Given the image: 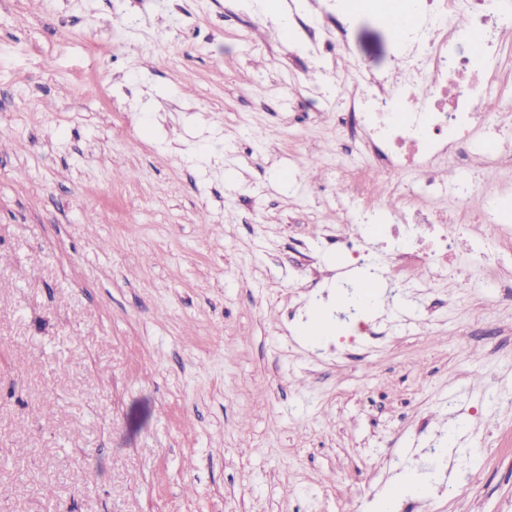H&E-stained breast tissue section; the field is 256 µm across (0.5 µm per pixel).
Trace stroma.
Returning a JSON list of instances; mask_svg holds the SVG:
<instances>
[{
	"mask_svg": "<svg viewBox=\"0 0 512 512\" xmlns=\"http://www.w3.org/2000/svg\"><path fill=\"white\" fill-rule=\"evenodd\" d=\"M285 2L289 42L267 0H0V512H372L407 472L399 512H512V308L468 333L512 263L376 283L390 334L345 341L310 281L353 82ZM409 51L350 14L363 71Z\"/></svg>",
	"mask_w": 512,
	"mask_h": 512,
	"instance_id": "35a3bbf8",
	"label": "stroma"
}]
</instances>
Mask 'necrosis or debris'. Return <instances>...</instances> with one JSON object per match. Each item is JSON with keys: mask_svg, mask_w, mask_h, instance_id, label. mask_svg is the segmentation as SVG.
Segmentation results:
<instances>
[{"mask_svg": "<svg viewBox=\"0 0 512 512\" xmlns=\"http://www.w3.org/2000/svg\"><path fill=\"white\" fill-rule=\"evenodd\" d=\"M425 10L428 26L396 83L364 75L357 64L347 66L360 93L338 130L350 142V164L368 167L372 177L353 182L349 195L336 199L343 220L327 241L346 254L349 266L361 265L359 226L381 208L372 181L384 182L397 201L380 234L398 247L383 273L402 284L409 269L420 267L427 288L455 259L450 225L481 224L487 229L484 243L512 245V193L487 189L477 177L483 166L512 167L511 157H494L483 147L512 131V98L501 97L498 111L483 108L493 89L488 64L512 39V9L503 0H426ZM469 32L481 34L482 54L464 47ZM422 74L427 84L420 107L401 110V100L420 87ZM445 161L457 168L456 181L435 179V168Z\"/></svg>", "mask_w": 512, "mask_h": 512, "instance_id": "necrosis-or-debris-1", "label": "necrosis or debris"}]
</instances>
